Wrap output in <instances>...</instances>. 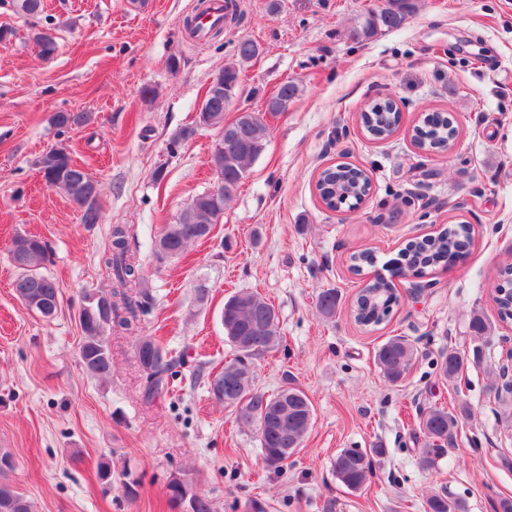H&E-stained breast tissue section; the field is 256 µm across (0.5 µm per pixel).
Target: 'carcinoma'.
<instances>
[{
    "label": "carcinoma",
    "mask_w": 512,
    "mask_h": 512,
    "mask_svg": "<svg viewBox=\"0 0 512 512\" xmlns=\"http://www.w3.org/2000/svg\"><path fill=\"white\" fill-rule=\"evenodd\" d=\"M420 0H382V4L368 10L354 20L348 29V38L364 43L400 29L418 10ZM35 40L44 57L54 55L56 42L51 33L40 31ZM260 53L259 45L242 38L236 44L235 58L224 65L220 83L210 84L206 99L196 121L228 130L236 138L232 147L219 140L211 154V165L223 176L224 191L215 195L205 191L192 198L173 224L165 226L154 244V256L160 263L184 254L189 245L210 236L214 225L224 214L225 204L237 193L243 180L265 148L267 127L253 112H241L233 120L224 121V100L236 95L241 83L242 67ZM300 87L291 80L283 82L268 98L266 111L285 112L299 95ZM363 129L375 140L392 135L400 123V111L390 100L374 102L359 115ZM56 129L65 132L90 121L86 112L59 111L52 115ZM457 129L448 118L434 112L424 114L414 127V141L425 151H440L451 147ZM40 173L48 179V187L64 194L75 205L85 204L82 222L96 224L100 219L98 200L100 183L77 163L66 148H53L36 161ZM316 189L326 207L337 209L343 205L357 208L368 194L365 172L349 164H339L322 170ZM128 229L116 224L110 232V244L102 261L111 275L113 298L110 313L94 319L88 316V303L79 311L83 334L80 356L84 368L93 376H106L112 370V354L107 336L120 329L128 334L138 330L141 316L148 311L151 297L140 289L142 270L130 254ZM474 246L473 232L468 224H450L433 236L410 240L402 253L405 267L418 271L438 264H450L467 257ZM10 258L19 271L13 282L16 297L29 310L43 318L55 315L60 304L61 286L43 269L49 262V246L41 238L18 234L10 246ZM402 274L397 268L387 276L376 274L365 286L366 294L356 298L351 315L365 327L384 323L397 301L394 278ZM503 282L495 286L500 319L512 320V266L504 269ZM340 296L334 288L322 290L317 298L318 315L330 321L336 317ZM224 337L235 356L224 363V371L210 377V394L224 407L236 414L238 423L255 428L263 461L276 458L279 468L302 447L313 423V405L300 387L288 383L272 394L255 387L257 357L277 349L283 342L279 313L275 306L260 294L241 290L224 302ZM139 362L147 375L143 396L153 400L169 391V380L181 374L185 357L175 354L158 341L145 338L137 346ZM414 356V346L404 336H394L376 352V362L384 378L395 385L405 378ZM466 360L450 351L441 356L440 374L448 379L459 378ZM460 415H470L468 406L460 407ZM458 415V416H460ZM458 416L443 407H430L421 412L419 428L425 435L419 464L429 470L441 449V443L457 430ZM383 449L374 448L367 454L355 448L341 450L333 462L336 480L349 490L362 488L373 473L371 455H380ZM14 469L8 452L0 453V512H33L32 505L17 493L9 481ZM167 495L173 508L183 500L195 503V512H214L211 499L192 486L184 477L175 476L167 485ZM427 512H465V506L451 501L444 494L427 497Z\"/></svg>",
    "instance_id": "1"
}]
</instances>
